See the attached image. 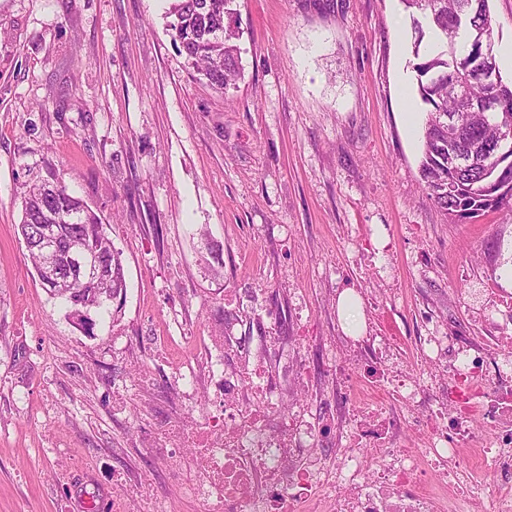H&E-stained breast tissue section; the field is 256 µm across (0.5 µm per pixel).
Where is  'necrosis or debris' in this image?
Masks as SVG:
<instances>
[{"mask_svg": "<svg viewBox=\"0 0 512 512\" xmlns=\"http://www.w3.org/2000/svg\"><path fill=\"white\" fill-rule=\"evenodd\" d=\"M489 324L492 334L480 344L459 336L427 337L451 381L444 397L423 374L392 372L395 349L389 343L372 336L359 341L361 356L388 374L399 401L424 408L418 425L428 433L427 444L417 454L403 453L407 422L383 403L371 406L344 444H336L325 430L352 415L345 392L324 400L314 419L302 408L283 410L280 386L265 365L225 370L229 345L222 336L211 338L180 376L183 395L193 401L197 375L206 372L210 385L222 390V409L193 426L169 417L153 445L195 449L201 468L190 490L199 512H304L321 496L330 498L335 512H464L479 490L461 458L465 448L482 450L486 470L501 487L487 512H512V327L494 318ZM364 448L378 449L382 457L372 478L358 462ZM431 470L451 477L456 489L446 510L438 508ZM340 485L346 493H337Z\"/></svg>", "mask_w": 512, "mask_h": 512, "instance_id": "1", "label": "necrosis or debris"}]
</instances>
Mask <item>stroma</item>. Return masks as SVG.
<instances>
[{
  "mask_svg": "<svg viewBox=\"0 0 512 512\" xmlns=\"http://www.w3.org/2000/svg\"><path fill=\"white\" fill-rule=\"evenodd\" d=\"M173 0H0V512H199L149 429L210 337L267 363L284 408L348 381L385 392L341 327L448 388L430 328L479 336L512 297V205L447 222L419 173L425 116L401 0H239L241 77L218 90L176 51ZM61 181L120 251L126 295L92 333L42 288L17 231ZM346 365L321 374L326 348ZM307 365V385L296 368ZM360 308L359 298L355 292L348 288L343 291L337 298L338 318L344 329L356 335L361 331V325L357 319Z\"/></svg>",
  "mask_w": 512,
  "mask_h": 512,
  "instance_id": "1",
  "label": "stroma"
}]
</instances>
